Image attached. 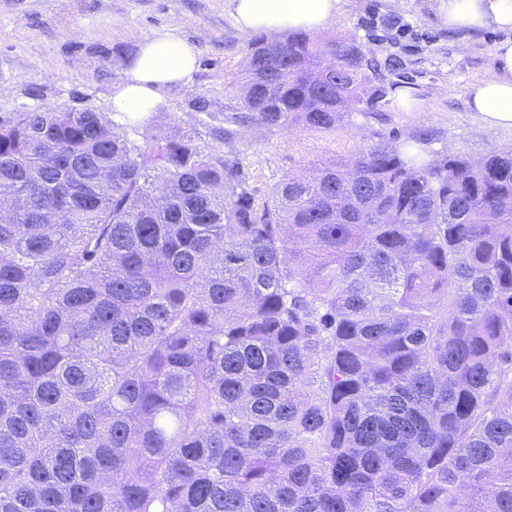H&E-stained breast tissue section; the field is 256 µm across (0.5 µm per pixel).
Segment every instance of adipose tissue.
Instances as JSON below:
<instances>
[{
    "label": "adipose tissue",
    "instance_id": "1",
    "mask_svg": "<svg viewBox=\"0 0 512 512\" xmlns=\"http://www.w3.org/2000/svg\"><path fill=\"white\" fill-rule=\"evenodd\" d=\"M339 0H227L237 29L244 33L320 31L333 21ZM443 26L464 37L502 32L494 46V66L469 90L468 106L488 126L512 129V0H435ZM197 48L171 26L144 37L122 62L125 80L112 92L115 115L143 122L160 110L163 92L187 84L197 64Z\"/></svg>",
    "mask_w": 512,
    "mask_h": 512
}]
</instances>
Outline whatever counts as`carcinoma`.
Segmentation results:
<instances>
[{
  "instance_id": "1",
  "label": "carcinoma",
  "mask_w": 512,
  "mask_h": 512,
  "mask_svg": "<svg viewBox=\"0 0 512 512\" xmlns=\"http://www.w3.org/2000/svg\"><path fill=\"white\" fill-rule=\"evenodd\" d=\"M355 38L247 46L213 140L385 94ZM0 512H512V151L381 141L260 202L237 157L0 113Z\"/></svg>"
}]
</instances>
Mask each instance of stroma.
<instances>
[{"label":"stroma","instance_id":"1","mask_svg":"<svg viewBox=\"0 0 512 512\" xmlns=\"http://www.w3.org/2000/svg\"><path fill=\"white\" fill-rule=\"evenodd\" d=\"M180 26L196 45L197 67L188 85L166 92L149 124L154 131L194 132L197 100L216 115L240 105L236 81L249 36L235 27L226 0H0V113L24 108L89 107L109 112L113 88L124 81V55L145 36ZM351 35L378 59L394 60L386 93L366 115L329 131L241 130L228 150L251 176L256 197H266L285 175L349 159L383 138L427 130L435 151L481 157L512 149V130L486 125L468 105L471 85L494 64L498 32L473 36L467 50L443 26L431 0H340L332 25L320 36ZM400 87L416 92L413 111L397 105Z\"/></svg>","mask_w":512,"mask_h":512}]
</instances>
